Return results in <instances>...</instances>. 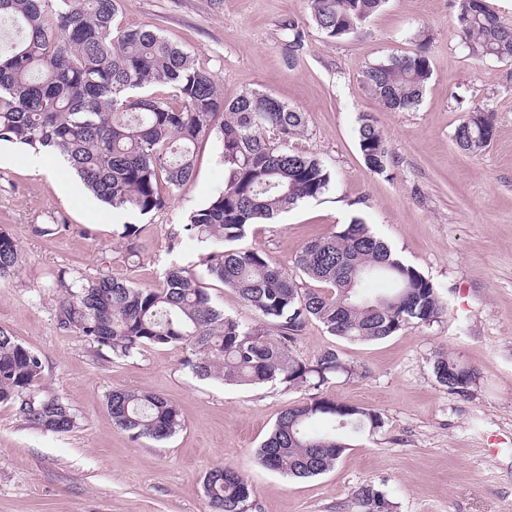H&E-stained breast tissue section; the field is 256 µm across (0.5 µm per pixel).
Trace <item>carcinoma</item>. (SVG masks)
I'll return each instance as SVG.
<instances>
[{
  "label": "carcinoma",
  "instance_id": "obj_1",
  "mask_svg": "<svg viewBox=\"0 0 512 512\" xmlns=\"http://www.w3.org/2000/svg\"><path fill=\"white\" fill-rule=\"evenodd\" d=\"M385 0H310L312 17L330 40L357 32ZM459 34L475 58L512 60V28L486 4L456 0ZM117 0H0V21L17 25L16 38L0 46V141L46 149L64 157L102 203L141 216L163 209L166 192L195 175L196 146L215 137L221 145L224 190L192 211L184 231L215 248L202 259L211 278L236 291L260 323L249 325L210 304L186 268L172 266L158 288H141L108 275L85 280L58 272L59 328L129 357L146 347L181 346L184 365L202 379L226 384L279 382L316 390L307 402L283 410L256 451L266 468L293 478L324 474L338 463L351 438L383 426L378 412L321 392L337 374L354 368L329 350L308 363L291 345L314 319L333 336L381 341L410 324L430 325L445 306L436 288L407 265L366 224L355 221L308 241L296 267L314 287L288 274L262 249L236 242L248 225L271 220L330 186L331 170L319 159L290 148L305 113L260 92L224 100L217 83L197 68L192 54L159 32L119 28ZM431 76L427 45L364 72L368 89L391 112L419 103ZM172 90L173 99L148 92ZM494 113L460 123L457 146L480 152L494 135ZM367 167L386 170L388 149L373 118L357 129ZM139 227L118 233L129 255L137 253ZM22 263L15 238L0 230V280ZM387 280L393 288L370 293ZM437 381L466 393L475 372L453 358L434 362ZM0 404L10 405L29 428L64 434L76 426L71 408L44 386L40 356L0 328ZM106 405L112 423L136 441H157L181 428L180 411L149 390H113ZM329 423L315 430V420ZM213 512H244L252 502L247 476L217 466L204 478ZM359 512H393L385 493L371 484L355 492Z\"/></svg>",
  "mask_w": 512,
  "mask_h": 512
}]
</instances>
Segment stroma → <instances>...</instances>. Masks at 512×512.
I'll return each instance as SVG.
<instances>
[{
	"label": "stroma",
	"instance_id": "obj_1",
	"mask_svg": "<svg viewBox=\"0 0 512 512\" xmlns=\"http://www.w3.org/2000/svg\"><path fill=\"white\" fill-rule=\"evenodd\" d=\"M288 20L303 34L296 50ZM115 21L191 52L225 100L259 91L305 112L291 147L320 158L333 182L273 222L250 225L240 247L265 250L291 271L307 241L359 220L434 284L447 311L378 342L306 324L292 345L297 357L311 363L333 349L355 368L325 395L376 410L385 424L352 439L325 474L287 478L262 466L255 450L283 409L311 397L308 386L202 380L182 347L120 358L56 321L59 270L153 288L177 264L198 274L217 309L257 324L234 290L205 275L199 260L210 243L182 230L190 211L224 188L217 139L199 143L194 180L149 216L108 211L59 155L1 141L0 229L17 239L23 264L0 282V327L40 355L48 387L77 425L41 433L0 404V512H211L203 480L218 465L246 474L255 512H356L353 493L365 484L382 489L396 512H512V61L471 56L456 0H387L361 31L335 42L307 0H120ZM424 39L431 77L420 103L385 111L364 71L417 53ZM478 105L493 111L495 137L469 153L453 134ZM364 115L386 139L381 173L359 149ZM48 224L57 232L42 234ZM124 224L140 229L137 258L117 235ZM441 353L476 371L470 392L437 382ZM115 389L165 396L180 411V430L163 442L132 440L107 410Z\"/></svg>",
	"mask_w": 512,
	"mask_h": 512
}]
</instances>
